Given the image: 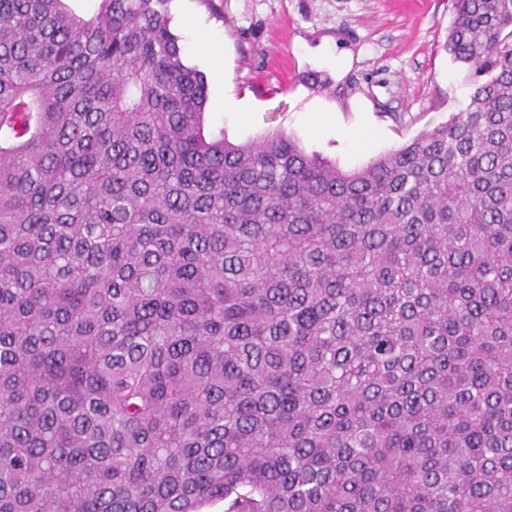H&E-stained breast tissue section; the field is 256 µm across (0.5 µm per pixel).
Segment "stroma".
<instances>
[{
  "mask_svg": "<svg viewBox=\"0 0 512 512\" xmlns=\"http://www.w3.org/2000/svg\"><path fill=\"white\" fill-rule=\"evenodd\" d=\"M207 82L205 131L282 129L345 171L464 109L475 77L445 43L451 0H171Z\"/></svg>",
  "mask_w": 512,
  "mask_h": 512,
  "instance_id": "35a3bbf8",
  "label": "stroma"
}]
</instances>
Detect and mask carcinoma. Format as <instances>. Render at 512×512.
Instances as JSON below:
<instances>
[{
  "mask_svg": "<svg viewBox=\"0 0 512 512\" xmlns=\"http://www.w3.org/2000/svg\"><path fill=\"white\" fill-rule=\"evenodd\" d=\"M0 0V512H512V0L343 172L208 136L170 0Z\"/></svg>",
  "mask_w": 512,
  "mask_h": 512,
  "instance_id": "carcinoma-1",
  "label": "carcinoma"
}]
</instances>
